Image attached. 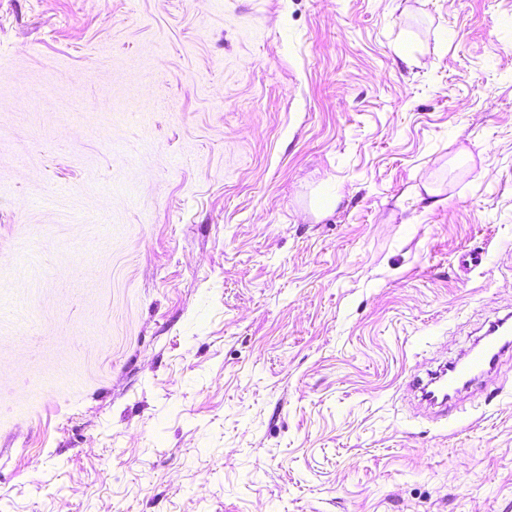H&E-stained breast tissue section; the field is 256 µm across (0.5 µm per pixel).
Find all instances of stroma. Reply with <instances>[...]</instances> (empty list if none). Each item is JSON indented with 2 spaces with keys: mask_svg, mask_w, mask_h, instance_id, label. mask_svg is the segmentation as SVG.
<instances>
[{
  "mask_svg": "<svg viewBox=\"0 0 512 512\" xmlns=\"http://www.w3.org/2000/svg\"><path fill=\"white\" fill-rule=\"evenodd\" d=\"M510 312L512 0H0V512H512ZM511 313L497 318L490 323L483 334V343L474 346L464 359L445 362L436 370L427 371L426 378H413L409 390L421 405L448 409V402L457 397L461 388L468 390L473 385L482 383L480 378L487 371L497 373L501 366L511 360L512 351ZM440 370L442 371L440 373Z\"/></svg>",
  "mask_w": 512,
  "mask_h": 512,
  "instance_id": "35a3bbf8",
  "label": "stroma"
}]
</instances>
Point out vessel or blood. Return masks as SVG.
<instances>
[{
	"label": "vessel or blood",
	"instance_id": "vessel-or-blood-1",
	"mask_svg": "<svg viewBox=\"0 0 512 512\" xmlns=\"http://www.w3.org/2000/svg\"><path fill=\"white\" fill-rule=\"evenodd\" d=\"M512 359V318L492 321L484 333L481 346L472 348L465 359L444 363L441 369L428 371L426 377L415 378L409 390L420 404L447 409L464 388L479 384L487 371H499Z\"/></svg>",
	"mask_w": 512,
	"mask_h": 512
}]
</instances>
